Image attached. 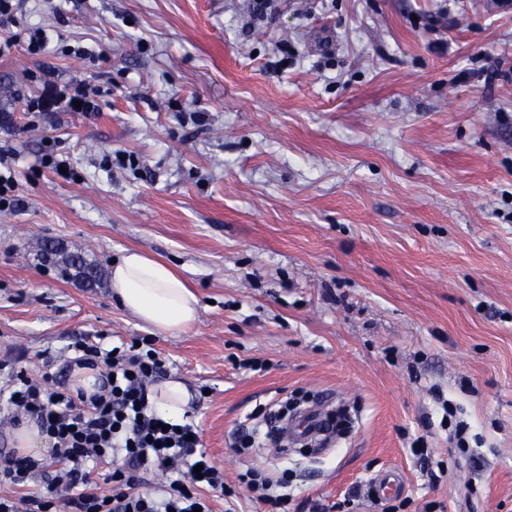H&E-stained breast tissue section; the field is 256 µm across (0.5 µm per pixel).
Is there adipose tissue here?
<instances>
[{"instance_id":"ef3b65f1","label":"adipose tissue","mask_w":512,"mask_h":512,"mask_svg":"<svg viewBox=\"0 0 512 512\" xmlns=\"http://www.w3.org/2000/svg\"><path fill=\"white\" fill-rule=\"evenodd\" d=\"M110 274L120 304L155 332L175 336L196 322L199 299L166 262L130 250L112 264Z\"/></svg>"}]
</instances>
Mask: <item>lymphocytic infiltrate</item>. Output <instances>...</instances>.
Masks as SVG:
<instances>
[{"mask_svg": "<svg viewBox=\"0 0 512 512\" xmlns=\"http://www.w3.org/2000/svg\"><path fill=\"white\" fill-rule=\"evenodd\" d=\"M25 0H0V28L9 42L32 54L45 52L48 39L40 29H15V15ZM92 112L95 94L84 85L64 90L44 81L43 91L28 107L37 112ZM69 367L99 371L102 385L89 393L65 388L57 375L44 371L41 379L13 374L0 404L11 412L10 425L25 419L37 422L51 442L48 457L35 459L0 448V486L24 488V495H0V512H212L202 488L224 486V470L199 451L193 423L164 424L151 404V385L165 372V363L139 342L105 349L83 340L71 344ZM122 457L114 470L110 491L93 486V470L108 458ZM66 463L64 472L54 462ZM159 477L160 491H145L147 477ZM40 481L38 492H28Z\"/></svg>", "mask_w": 512, "mask_h": 512, "instance_id": "f902f5d3", "label": "lymphocytic infiltrate"}]
</instances>
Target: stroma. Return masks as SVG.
I'll use <instances>...</instances> for the list:
<instances>
[{
  "label": "stroma",
  "instance_id": "1",
  "mask_svg": "<svg viewBox=\"0 0 512 512\" xmlns=\"http://www.w3.org/2000/svg\"><path fill=\"white\" fill-rule=\"evenodd\" d=\"M17 21L49 44L0 54L19 198L0 211V359L68 379L75 339L146 340L226 482L291 470L288 512H387L364 482L388 467L405 512H512V6L28 0ZM44 77L97 89L98 110L32 119ZM48 146L74 177L40 164ZM47 243L104 271L127 250L164 260L198 321L155 333ZM327 396L354 415L333 447L234 451L258 408Z\"/></svg>",
  "mask_w": 512,
  "mask_h": 512
}]
</instances>
